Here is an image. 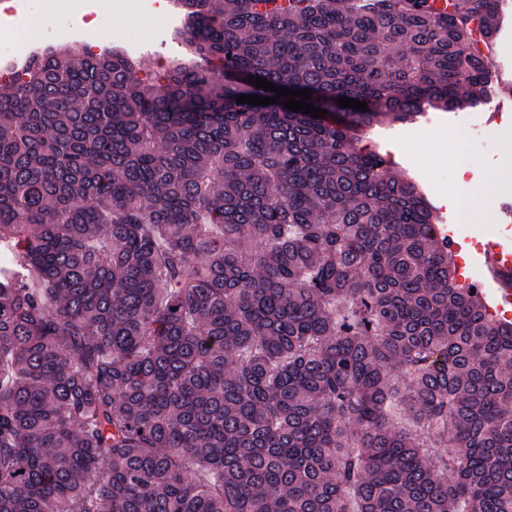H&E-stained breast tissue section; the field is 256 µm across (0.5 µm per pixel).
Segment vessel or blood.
<instances>
[{
	"mask_svg": "<svg viewBox=\"0 0 512 512\" xmlns=\"http://www.w3.org/2000/svg\"><path fill=\"white\" fill-rule=\"evenodd\" d=\"M471 261L481 272L480 277L472 281V288L482 300L505 311L507 319L512 320V240L488 239Z\"/></svg>",
	"mask_w": 512,
	"mask_h": 512,
	"instance_id": "obj_1",
	"label": "vessel or blood"
}]
</instances>
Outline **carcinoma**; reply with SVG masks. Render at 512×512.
<instances>
[{"label": "carcinoma", "instance_id": "obj_1", "mask_svg": "<svg viewBox=\"0 0 512 512\" xmlns=\"http://www.w3.org/2000/svg\"><path fill=\"white\" fill-rule=\"evenodd\" d=\"M173 4L210 67L6 68L0 512H512V323L355 135L483 105L499 0Z\"/></svg>", "mask_w": 512, "mask_h": 512}]
</instances>
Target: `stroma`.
I'll return each instance as SVG.
<instances>
[{
	"instance_id": "35a3bbf8",
	"label": "stroma",
	"mask_w": 512,
	"mask_h": 512,
	"mask_svg": "<svg viewBox=\"0 0 512 512\" xmlns=\"http://www.w3.org/2000/svg\"><path fill=\"white\" fill-rule=\"evenodd\" d=\"M112 2L80 0L79 11L63 15L45 13L41 30L30 38L31 48L66 43L80 52L94 55L108 47L118 48L138 63L139 78L161 83L165 69L159 63L160 57L172 59L183 52L182 46L173 38L171 25L161 17L139 14L128 23H120ZM91 12L98 16L100 35L95 39L91 38L82 19L83 14ZM493 67L496 80L490 88L492 98L481 109L466 108L455 112L431 109L406 125L384 123L374 126L359 141L360 148L390 158L395 172L413 178L435 207L440 223L449 224L453 221V209L435 189L444 183L456 187L455 170L442 161L433 167L426 164L423 154L412 148L407 135L412 132L432 145L444 146L448 143L449 132L475 126L476 137L483 149L474 155L472 177L483 182L484 191L477 216L457 228L459 236L472 242L506 234L507 227L498 223L497 214L501 199L512 198V166L503 163L506 150L512 148V54L494 55ZM497 107L501 108L503 116L498 125L488 121Z\"/></svg>"
}]
</instances>
